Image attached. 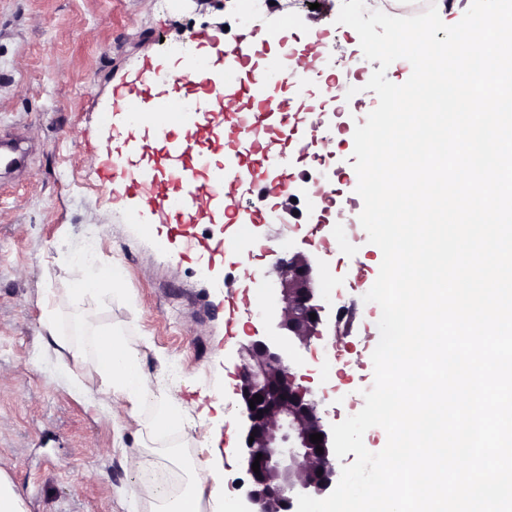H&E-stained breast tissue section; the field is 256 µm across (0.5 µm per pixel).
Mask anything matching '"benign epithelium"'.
<instances>
[{"mask_svg": "<svg viewBox=\"0 0 512 512\" xmlns=\"http://www.w3.org/2000/svg\"><path fill=\"white\" fill-rule=\"evenodd\" d=\"M275 268L278 286L266 321L280 341L271 344L257 340L240 350L241 398L247 405L254 395L263 397L255 408H246L247 436L254 441L244 448L251 483L244 491L242 512H290L298 495L321 494L329 488L314 481L315 472L328 467L330 474H335L318 403L303 401L306 391L302 388L296 393L289 391L295 376L287 364V354L309 346L311 338L319 335L322 322L324 307L318 303L314 270L301 252L278 259ZM316 433L323 434L318 444L310 441V435ZM319 446L321 454L316 452ZM259 453L262 458L257 475L252 464Z\"/></svg>", "mask_w": 512, "mask_h": 512, "instance_id": "7a95c632", "label": "benign epithelium"}]
</instances>
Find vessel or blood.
Wrapping results in <instances>:
<instances>
[{"instance_id": "b4317fda", "label": "vessel or blood", "mask_w": 512, "mask_h": 512, "mask_svg": "<svg viewBox=\"0 0 512 512\" xmlns=\"http://www.w3.org/2000/svg\"><path fill=\"white\" fill-rule=\"evenodd\" d=\"M255 45L238 46L233 69L180 78L178 96L160 99L158 111L177 116L173 125L151 129L141 137V158L146 164L137 174H129L125 163L112 168V178L125 191L139 195L158 215L166 229V240L179 241L181 250L209 260L224 253L229 227L245 231L261 223V209H240L235 189L247 184L249 195H266V183L255 170L264 164L279 163V155L268 142L276 115L288 125L294 104L283 86V71L256 68ZM208 99L209 110H188V103ZM221 156L220 174H213L214 156ZM217 202L224 217L225 231L202 238L191 223L201 201Z\"/></svg>"}]
</instances>
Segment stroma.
<instances>
[{
	"instance_id": "35a3bbf8",
	"label": "stroma",
	"mask_w": 512,
	"mask_h": 512,
	"mask_svg": "<svg viewBox=\"0 0 512 512\" xmlns=\"http://www.w3.org/2000/svg\"><path fill=\"white\" fill-rule=\"evenodd\" d=\"M288 2L258 9L252 0H0V137L32 147L26 169L0 179V475L25 512H128L138 480L130 456L150 447L167 468L170 448L209 455L180 434H153L154 402L133 413L113 401L94 366V340L105 329L125 337L154 385L181 401L185 424L221 435L223 478L247 480L239 351L266 340L261 313L276 286L275 263L290 252L318 271L325 307L318 336L297 350L291 370L325 428L362 409L381 316L363 297L382 252L359 222L361 201H345L339 219L303 191L272 204L270 222L257 229L272 250L219 262L212 276L205 261L163 242L150 213L133 200L121 204L109 183L101 117L113 111L112 90L147 70H174L167 44L216 29L238 42L286 26L305 52L314 50L306 34L318 31L334 45L337 66L379 69L361 56L356 31L337 24L341 0H318L314 10ZM78 259L119 267L118 290L75 292ZM47 303L63 333L96 309L79 342L82 358L43 342Z\"/></svg>"
}]
</instances>
